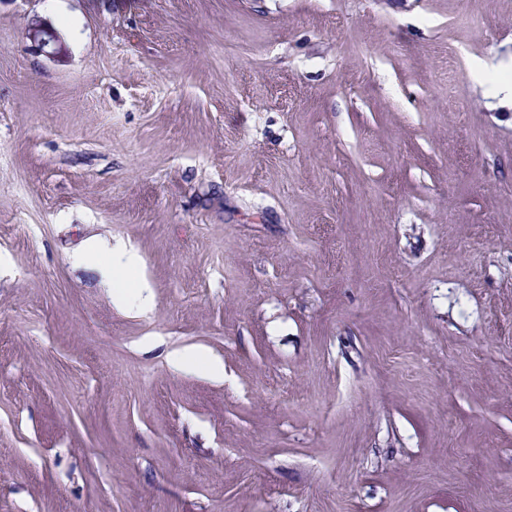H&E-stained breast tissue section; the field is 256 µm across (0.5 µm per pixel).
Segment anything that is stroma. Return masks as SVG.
Instances as JSON below:
<instances>
[{
    "label": "stroma",
    "mask_w": 512,
    "mask_h": 512,
    "mask_svg": "<svg viewBox=\"0 0 512 512\" xmlns=\"http://www.w3.org/2000/svg\"><path fill=\"white\" fill-rule=\"evenodd\" d=\"M511 80L512 0H0V512H512ZM100 264L104 265L113 281L125 282L132 285V275L140 264V258L136 252L125 247H104L97 251ZM173 358L178 364H196L197 361H202L204 363L206 372L211 377L216 379L224 378V364L220 360H209L205 358L201 353L188 350L177 351L173 353Z\"/></svg>",
    "instance_id": "stroma-1"
}]
</instances>
